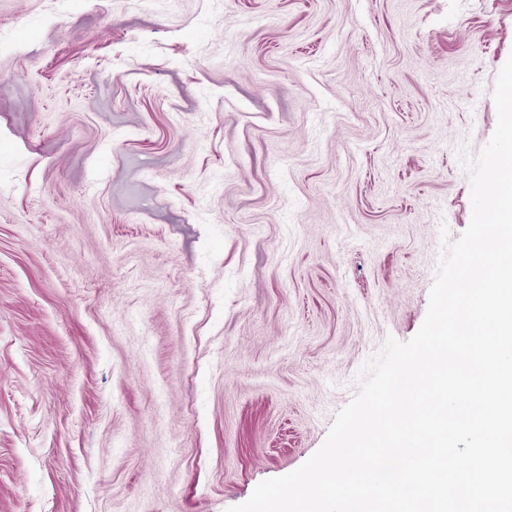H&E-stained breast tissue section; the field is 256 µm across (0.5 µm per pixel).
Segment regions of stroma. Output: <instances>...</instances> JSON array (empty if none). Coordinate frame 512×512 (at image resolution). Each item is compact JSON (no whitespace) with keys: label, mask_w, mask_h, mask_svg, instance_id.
Segmentation results:
<instances>
[{"label":"stroma","mask_w":512,"mask_h":512,"mask_svg":"<svg viewBox=\"0 0 512 512\" xmlns=\"http://www.w3.org/2000/svg\"><path fill=\"white\" fill-rule=\"evenodd\" d=\"M512 0H0V512H226L420 328Z\"/></svg>","instance_id":"obj_1"}]
</instances>
